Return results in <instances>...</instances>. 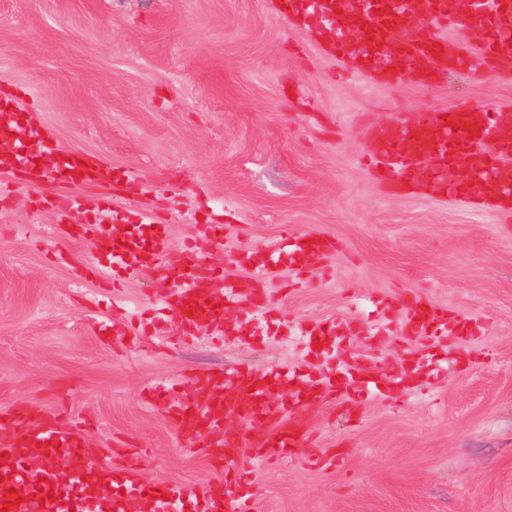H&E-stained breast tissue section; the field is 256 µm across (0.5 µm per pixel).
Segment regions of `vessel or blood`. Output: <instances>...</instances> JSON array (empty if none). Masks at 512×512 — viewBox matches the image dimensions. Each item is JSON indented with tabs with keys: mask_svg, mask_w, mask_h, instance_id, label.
Here are the masks:
<instances>
[{
	"mask_svg": "<svg viewBox=\"0 0 512 512\" xmlns=\"http://www.w3.org/2000/svg\"><path fill=\"white\" fill-rule=\"evenodd\" d=\"M279 14L290 25L309 20L321 21L329 37L324 53L338 57L350 71L365 75L372 83L391 85L409 77L427 85L457 62L472 70L512 81V0H278ZM467 10L482 27L484 37L476 48H464L449 56L442 45V34L454 23L458 10ZM478 133H470V126ZM369 155L381 168V180L391 185L421 183L436 198L473 202H512V178L503 175L501 162L512 157V109L448 110L429 112L415 122H393L368 131ZM52 160L45 167L31 159L32 147ZM66 171L70 185L90 184L100 166L92 157L59 153L43 133L17 129L8 160L0 171L20 178L23 186L44 183L51 172ZM53 205L64 215L83 213L81 224L61 225L66 239L92 240L97 251L85 265L88 274L99 275L98 254L108 253L113 272L130 268H160L176 283L170 304L176 310L184 334H195L203 325L215 331L224 329V311L239 305L241 293H248V306L267 303L262 280L278 265L264 257L252 267L251 276L225 281L224 272L190 250L173 254L164 225L142 215L135 225L147 239L116 240L101 223V209L87 208L75 195L57 196ZM332 254V242L323 234L295 245L293 268L312 270ZM403 316L406 340L417 344L431 337L437 325L448 320L447 308L422 307L420 301H407ZM381 372L358 365L342 371L340 377L308 378L292 381L279 371L259 372L240 369L231 374L210 375L199 382L198 393L190 399H173L168 411L179 423L183 438L196 442L198 428H205L206 447L240 446L241 438L224 432L228 415H237L244 424L259 423L264 432L252 440V453L258 459H285L292 448L312 437L302 410L336 392L342 382L353 381L357 388L379 390ZM291 387L288 401L277 399V392ZM0 428L6 436L0 441L14 459L9 476L0 480V503L9 502L10 489L29 482L27 456H65V474L44 470V483L33 489L10 512H124L125 503H138L142 512H251L250 482L238 476L233 490L211 484L198 492L177 483H164L152 490L130 489L103 498L90 491L88 477L98 474L105 484L115 478L111 467L101 465L87 451L85 441L73 429L63 427L50 413L20 410L0 411Z\"/></svg>",
	"mask_w": 512,
	"mask_h": 512,
	"instance_id": "b4317fda",
	"label": "vessel or blood"
}]
</instances>
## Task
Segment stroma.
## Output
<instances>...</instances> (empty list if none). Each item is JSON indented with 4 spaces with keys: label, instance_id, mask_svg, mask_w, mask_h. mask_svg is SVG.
Returning <instances> with one entry per match:
<instances>
[{
    "label": "stroma",
    "instance_id": "35a3bbf8",
    "mask_svg": "<svg viewBox=\"0 0 512 512\" xmlns=\"http://www.w3.org/2000/svg\"><path fill=\"white\" fill-rule=\"evenodd\" d=\"M277 0H0V94L58 147L97 158L78 188L113 212L169 227L231 277L243 253L287 256L283 230L325 233L327 269L282 267L249 328L181 335L159 317L173 287L149 269L119 290L80 276L91 242L59 234L49 181L0 192V408L59 415L139 488L252 480L253 512H512V221L475 203L382 183L363 157L369 127L428 112L512 106V82L449 69L422 86L348 74ZM222 219L224 240L200 232ZM473 320L401 348V302ZM354 321L331 354L305 324ZM380 360L402 383L315 403V447L290 461L222 462L189 446L162 387L245 366L298 377Z\"/></svg>",
    "mask_w": 512,
    "mask_h": 512
}]
</instances>
